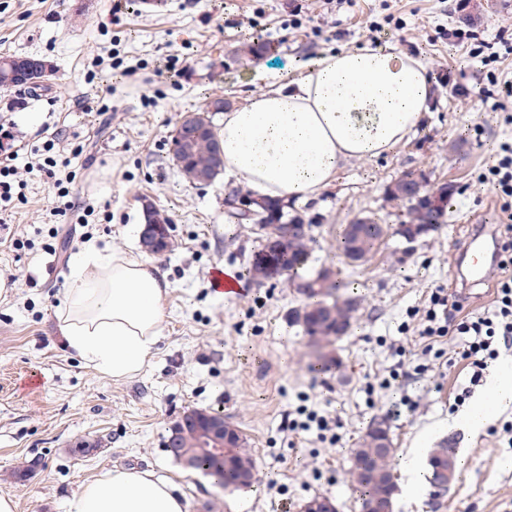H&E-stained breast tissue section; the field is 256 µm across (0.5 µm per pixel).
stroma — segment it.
I'll return each instance as SVG.
<instances>
[{"label":"stroma","instance_id":"obj_1","mask_svg":"<svg viewBox=\"0 0 512 512\" xmlns=\"http://www.w3.org/2000/svg\"><path fill=\"white\" fill-rule=\"evenodd\" d=\"M466 14L475 15L473 25H463ZM508 17L512 0H352L331 9L323 0H166L152 10L140 0H0V56L46 57L57 69L46 88L0 89V115L15 123L18 144L52 139L84 147L73 162V213H51L49 184L37 171L25 176L27 204L0 213V491L13 496L15 512H66L84 484L130 467L172 480L188 512H280L284 496L300 512L318 494L335 498L341 512H358L351 450L373 419L386 416L380 383L396 368L414 401L390 421L396 512H512V437L500 430L512 421V403L488 425L449 426L457 369L401 331L428 285L461 288L463 239L473 225L498 220L493 197L476 180L499 142L512 138V125L492 105L473 109L471 96L489 86L488 71L512 72V56L487 71L461 67L448 33L464 27L489 41ZM375 39L420 57L435 95L406 142L385 157L349 163L301 206L313 235L303 276L332 267L344 284L340 296L361 301L350 335L337 344L340 367L317 371L295 320L305 298L284 276L258 284L249 266L262 233L225 220L234 180L189 184L171 161V134L182 113L216 94L239 108L284 63ZM264 41L275 53L243 63L239 49ZM166 57L175 59V74L156 73ZM129 66L135 75L104 93L101 71ZM407 173L456 184L439 228L414 248L390 238L367 260L349 263L339 249L346 224L367 214L383 224L404 220L405 205L387 202L385 189ZM146 200L170 217L175 242L154 259L170 284L165 320L143 370L115 382L64 346L55 311L70 286V259L86 241L142 255ZM83 212L90 215L85 228L76 222ZM13 234L33 248L15 250ZM216 266L242 274L239 294L214 295ZM32 376L39 387L25 389ZM302 404L335 417L336 447L289 432L288 417ZM194 408L222 413L243 433L258 472L251 488L222 490L167 454L169 426ZM86 438L101 448L75 451L74 442ZM420 442L454 448L456 477L446 492L426 482L408 490L403 463ZM35 457L41 469L12 480Z\"/></svg>","mask_w":512,"mask_h":512}]
</instances>
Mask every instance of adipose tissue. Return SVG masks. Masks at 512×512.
Wrapping results in <instances>:
<instances>
[{
    "label": "adipose tissue",
    "mask_w": 512,
    "mask_h": 512,
    "mask_svg": "<svg viewBox=\"0 0 512 512\" xmlns=\"http://www.w3.org/2000/svg\"><path fill=\"white\" fill-rule=\"evenodd\" d=\"M432 95L423 63L394 47L325 53L225 113L217 129L224 169L256 195L314 199L347 163L388 154L407 140ZM70 267L71 283L55 313L59 336L113 380L135 376L159 341L168 281L151 259L92 243ZM511 402L507 362L466 420L481 426ZM66 512H187V503L153 470L115 469L85 484Z\"/></svg>",
    "instance_id": "obj_1"
}]
</instances>
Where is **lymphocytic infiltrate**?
<instances>
[{
  "label": "lymphocytic infiltrate",
  "instance_id": "f902f5d3",
  "mask_svg": "<svg viewBox=\"0 0 512 512\" xmlns=\"http://www.w3.org/2000/svg\"><path fill=\"white\" fill-rule=\"evenodd\" d=\"M15 126L0 123V209L25 202L24 181L19 176L17 160L21 153H29V168L43 173L49 181L55 215H66L71 206L66 199L76 179L72 160L83 152L75 145L70 152H57L54 141L29 145L25 150L14 147ZM488 186L496 197L502 219L497 226L499 258L492 279L493 301L488 309L468 308L465 297L442 285H432L426 295L423 309L412 311L416 324L413 333L427 349L449 340L453 354L449 366L463 365L465 381L454 396L455 407H462L482 386L504 349L512 347V141H501L490 161L477 178Z\"/></svg>",
  "mask_w": 512,
  "mask_h": 512
}]
</instances>
